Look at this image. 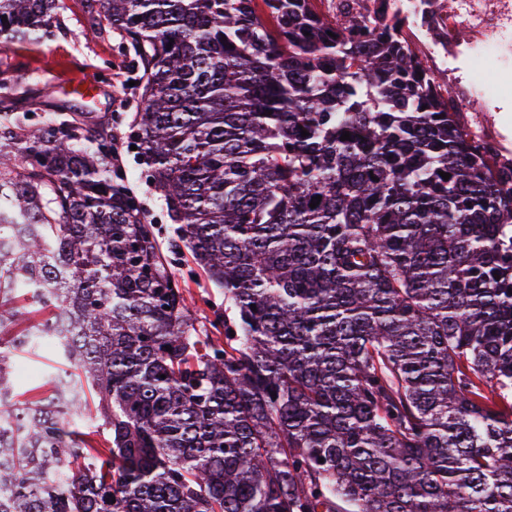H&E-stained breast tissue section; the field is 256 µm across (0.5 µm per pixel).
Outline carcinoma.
Instances as JSON below:
<instances>
[{
	"mask_svg": "<svg viewBox=\"0 0 512 512\" xmlns=\"http://www.w3.org/2000/svg\"><path fill=\"white\" fill-rule=\"evenodd\" d=\"M65 9L0 0V47ZM88 15L137 57L169 250L224 289V339L110 130L0 109V512H512V169L402 22L316 0ZM47 347L49 394L19 399L9 355ZM91 409L99 441L67 429ZM172 263L182 283L185 282L187 294L192 298L191 316L196 325L224 339L222 325L219 327L220 333L211 327L218 316L224 321V289L216 288L201 275L188 249L184 248L180 254L172 256Z\"/></svg>",
	"mask_w": 512,
	"mask_h": 512,
	"instance_id": "1",
	"label": "carcinoma"
}]
</instances>
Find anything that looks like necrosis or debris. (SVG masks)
I'll list each match as a JSON object with an SVG mask.
<instances>
[{
    "mask_svg": "<svg viewBox=\"0 0 512 512\" xmlns=\"http://www.w3.org/2000/svg\"><path fill=\"white\" fill-rule=\"evenodd\" d=\"M370 17L396 14L405 21L413 48L428 70L454 77V60H498L489 81L467 80L456 102L459 111L481 112L488 98L512 97V0H348ZM466 30L467 43L456 39Z\"/></svg>",
    "mask_w": 512,
    "mask_h": 512,
    "instance_id": "4bbe7bcc",
    "label": "necrosis or debris"
}]
</instances>
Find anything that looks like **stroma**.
<instances>
[{
	"instance_id": "35a3bbf8",
	"label": "stroma",
	"mask_w": 512,
	"mask_h": 512,
	"mask_svg": "<svg viewBox=\"0 0 512 512\" xmlns=\"http://www.w3.org/2000/svg\"><path fill=\"white\" fill-rule=\"evenodd\" d=\"M66 5L51 41L38 46L14 45L0 54V80H8L18 87L19 92L12 104L22 107L26 104L23 94L28 87L26 75L38 73L43 88L50 91L45 98L46 103L53 106L63 104L91 113L95 122L109 125L120 154L118 163L156 224L160 244H168L174 235V226L166 220L163 201L145 180L147 166L144 157L133 148L135 138L130 123L137 105V94L131 82L135 78L136 60L134 56L121 55L118 33L98 37L87 35L85 0H66ZM107 61L112 64V77L98 82L95 97L81 99L63 94L64 85L96 76ZM172 263L192 299V318L197 326L210 328L224 313L223 289L215 287L201 275L190 251L173 256ZM10 363L14 390L24 399L29 398L32 388L46 384L57 373L55 358L47 349L36 356L14 354Z\"/></svg>"
}]
</instances>
